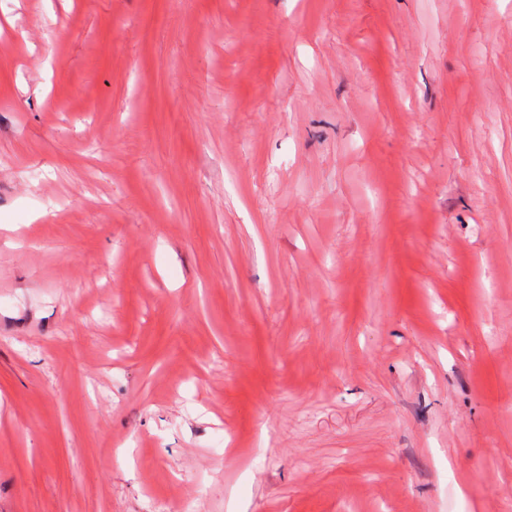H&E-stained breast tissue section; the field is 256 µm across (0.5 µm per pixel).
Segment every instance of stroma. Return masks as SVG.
Here are the masks:
<instances>
[{
    "label": "stroma",
    "mask_w": 512,
    "mask_h": 512,
    "mask_svg": "<svg viewBox=\"0 0 512 512\" xmlns=\"http://www.w3.org/2000/svg\"><path fill=\"white\" fill-rule=\"evenodd\" d=\"M512 512V0H0V512Z\"/></svg>",
    "instance_id": "35a3bbf8"
}]
</instances>
